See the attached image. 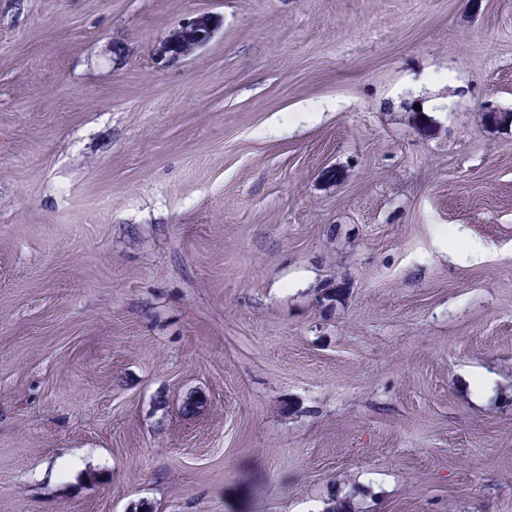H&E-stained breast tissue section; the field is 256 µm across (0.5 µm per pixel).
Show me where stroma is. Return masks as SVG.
Here are the masks:
<instances>
[{
  "label": "stroma",
  "mask_w": 512,
  "mask_h": 512,
  "mask_svg": "<svg viewBox=\"0 0 512 512\" xmlns=\"http://www.w3.org/2000/svg\"><path fill=\"white\" fill-rule=\"evenodd\" d=\"M486 106L512 0H0V512H512ZM221 25V19L209 12H199L179 23L154 45L152 56L158 66L170 64L173 56L188 57L207 45Z\"/></svg>",
  "instance_id": "35a3bbf8"
}]
</instances>
